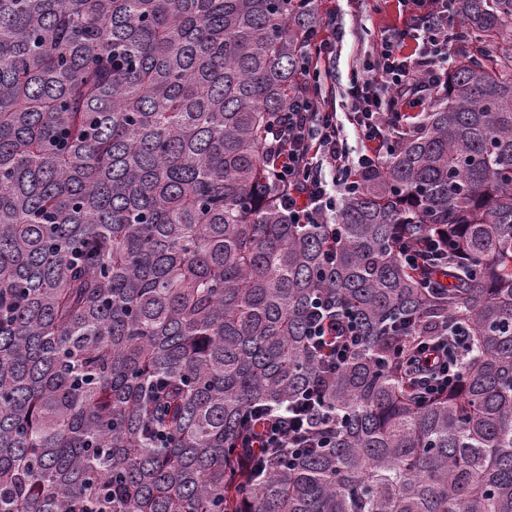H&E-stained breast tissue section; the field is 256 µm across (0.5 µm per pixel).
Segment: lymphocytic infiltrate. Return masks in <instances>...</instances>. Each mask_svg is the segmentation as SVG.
I'll return each mask as SVG.
<instances>
[{
  "label": "lymphocytic infiltrate",
  "mask_w": 512,
  "mask_h": 512,
  "mask_svg": "<svg viewBox=\"0 0 512 512\" xmlns=\"http://www.w3.org/2000/svg\"><path fill=\"white\" fill-rule=\"evenodd\" d=\"M398 3L406 14L403 25L384 37L365 76L354 79L349 89V107L364 144L358 158H351L341 134L329 86L316 97L300 90L288 112L273 121L265 134L271 174L286 188L281 205L289 223L334 224L341 197L358 189L349 178L353 167L371 168L380 162L378 146L390 136L389 118L399 98L413 95L426 100L443 83L455 42L445 25L449 0ZM410 39L417 46L408 54L404 47ZM399 259L419 272L423 287L438 289L442 286L439 274L448 268V243L438 235L421 242L405 240ZM468 346L467 332L459 324L436 338L417 341L406 365L422 395L432 398L460 388V359ZM319 393L316 386L302 391L281 414L251 409L248 420L261 422L262 428L243 439L245 459L258 453L294 456L320 447L321 429L306 421Z\"/></svg>",
  "instance_id": "lymphocytic-infiltrate-1"
}]
</instances>
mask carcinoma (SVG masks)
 <instances>
[{"mask_svg": "<svg viewBox=\"0 0 512 512\" xmlns=\"http://www.w3.org/2000/svg\"><path fill=\"white\" fill-rule=\"evenodd\" d=\"M512 0H455L460 55L326 224H290L264 132L316 0H0V512H512ZM448 237L434 297L399 239ZM361 342L326 447L236 448ZM462 322L460 388L398 369ZM348 320L346 327L339 333V339L336 347L327 362L328 369L325 370L324 379H328L331 372L336 370V367L341 366L348 359L351 351L354 349L358 342L357 330L352 323Z\"/></svg>", "mask_w": 512, "mask_h": 512, "instance_id": "1", "label": "carcinoma"}]
</instances>
